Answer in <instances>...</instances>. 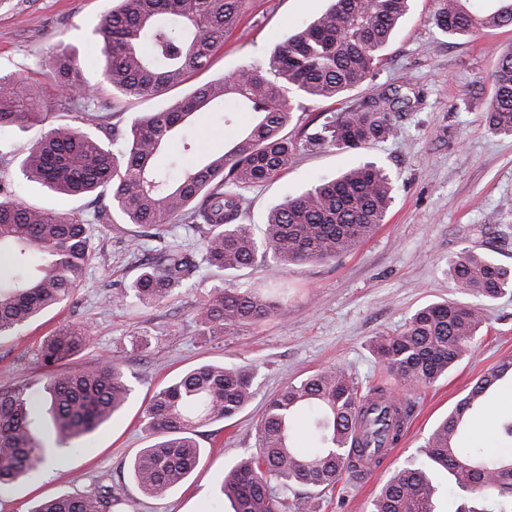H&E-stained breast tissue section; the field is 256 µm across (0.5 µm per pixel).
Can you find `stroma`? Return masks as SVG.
<instances>
[{
  "label": "stroma",
  "mask_w": 512,
  "mask_h": 512,
  "mask_svg": "<svg viewBox=\"0 0 512 512\" xmlns=\"http://www.w3.org/2000/svg\"><path fill=\"white\" fill-rule=\"evenodd\" d=\"M329 0H251L250 8L206 71L194 83L218 78L246 64H260L272 49L312 22ZM113 0H0V71L27 77L41 111H60L43 59L57 47H74L100 95L112 102L104 126L128 129L139 115L181 97L174 90L140 101L113 98L103 81L105 59L89 36ZM436 0H412L409 16L390 42L373 80L380 87L408 86L420 92L416 106L399 120L396 138L355 150L300 151L288 173L251 190L242 223L261 225L286 197L362 162L386 168L395 199L384 224L353 251L328 263L298 262L277 271L267 257L253 266L220 274L204 268L163 303H110L128 287L152 253L193 245L185 224L163 237H145L137 225L115 219L91 227L96 258L86 280L66 303L13 335L0 338V389L28 385L40 390L43 343L66 324L87 327L88 346L59 364L66 372L108 354L121 363L132 387L124 407L78 451L60 450L55 465L32 479L0 488V512H31L43 498L97 494L113 487L134 512H232L220 493L225 464L254 452L257 425L270 400L289 383L332 367L351 373L360 386L399 388L370 349L373 337L399 332L421 306L444 300L486 309L487 325L470 356L426 388L404 391L414 411L403 444L387 461L358 480H340L318 498L317 512H372L392 472L423 456L429 434L470 387L505 358H512V294L489 301L454 288L449 260L475 250L512 267V136L489 131L485 104L493 92L497 55L512 46V25L451 38L435 25ZM61 112V111H60ZM43 129L0 130L10 152L0 155V181L30 203L58 210L92 212L94 198H61L26 181L20 162ZM140 247H133V239ZM228 286L279 288L275 314L221 336L201 335L193 312L217 281ZM150 347L142 349L139 338ZM204 362L254 369L255 396L233 419L203 426L197 439L205 453L186 482L161 497L143 495L129 472L134 456L151 439L143 411L152 393L177 374Z\"/></svg>",
  "instance_id": "35a3bbf8"
}]
</instances>
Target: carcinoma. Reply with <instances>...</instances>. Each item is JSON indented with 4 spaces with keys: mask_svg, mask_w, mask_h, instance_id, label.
<instances>
[{
    "mask_svg": "<svg viewBox=\"0 0 512 512\" xmlns=\"http://www.w3.org/2000/svg\"><path fill=\"white\" fill-rule=\"evenodd\" d=\"M93 32L105 57L103 78L127 99L155 98L209 67L247 12L249 0H117ZM437 0V27L450 37L467 36L486 24H512V0ZM412 0H331L309 25L278 45L262 64L243 65L192 88L157 112L138 117L130 130L112 127L108 140L68 123L48 128L21 162L24 178L52 192L109 199L98 212L31 206L0 184V336L33 322L69 300L82 287L94 259L89 230L116 214L157 236L182 221L199 235L200 259L172 245L142 264L131 286L112 295L144 306L165 301L204 263L218 271L251 265L259 249L275 268L300 261L323 262L351 252L384 223L394 179L373 163L320 180L276 206L263 236L240 223L246 192L288 171L300 148L356 149L397 136V114L411 98L401 87L377 90L340 111L322 112L303 139L285 134L292 98L338 102L369 85L382 53L410 12ZM44 67L68 103L84 101V121L102 126L108 103L84 76L76 54L50 52ZM220 112L227 127L247 112L250 122L228 140L224 152L204 154L184 134L200 112ZM491 131L512 135V47L499 54L494 88L485 107ZM42 117L25 78L0 73V129ZM456 288L495 300L512 288V269L486 254L467 250L449 263ZM280 306L260 288L213 287L195 313L211 336L254 325ZM487 324L480 307L444 301L418 309L395 335L372 340L376 358L405 386H426L464 359ZM80 326L58 329L41 350L49 368L41 397L16 387L0 390V486L32 478L51 459L36 430L42 404L58 442L85 437L109 421L128 401L131 388L121 365L104 360L66 373L50 370L86 347ZM512 379V362L493 368L474 384L480 393L458 401L430 434L425 459L394 471L375 501L374 512H435L432 474L475 501L457 512H512V455L459 447V435L483 407L489 392ZM254 395L253 371L245 365L205 363L192 367L155 392L145 409V426L155 436L130 464L139 490L159 497L183 483L204 450L196 439L205 424L230 420ZM408 406L391 400L383 386L365 390L344 369L317 372L288 384L267 404L258 429V448L224 468L220 492L233 512H316L314 498L294 495L295 486L324 491L343 475L356 479L381 459L374 449L398 438ZM307 418L310 446L294 442L298 416ZM126 505L107 488L100 495L43 499L33 512H113Z\"/></svg>",
    "mask_w": 512,
    "mask_h": 512,
    "instance_id": "obj_1",
    "label": "carcinoma"
}]
</instances>
